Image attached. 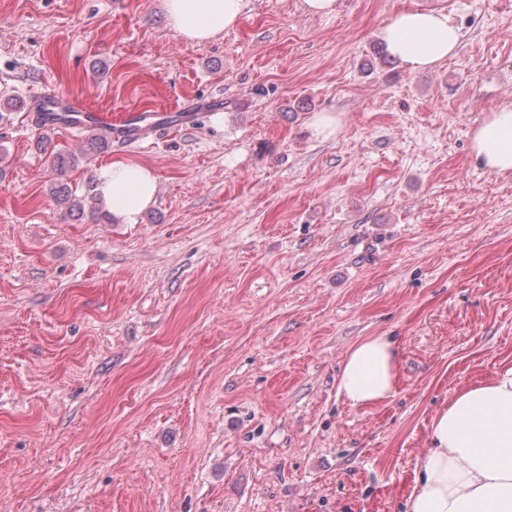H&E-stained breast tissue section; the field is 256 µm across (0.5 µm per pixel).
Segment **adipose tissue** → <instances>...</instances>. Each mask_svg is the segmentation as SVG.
Returning <instances> with one entry per match:
<instances>
[{
  "label": "adipose tissue",
  "mask_w": 512,
  "mask_h": 512,
  "mask_svg": "<svg viewBox=\"0 0 512 512\" xmlns=\"http://www.w3.org/2000/svg\"><path fill=\"white\" fill-rule=\"evenodd\" d=\"M244 0H164L165 23L194 45L235 27ZM389 55L422 71L453 57L460 33L447 14L406 9L381 29ZM473 157L489 172H512V106L494 109L473 130ZM96 192L123 223H138L154 202L157 177L145 165L117 160L96 172ZM402 382L397 338L367 336L347 352L337 394L354 408H378ZM408 512H512V366L466 385L434 414L417 458Z\"/></svg>",
  "instance_id": "1"
}]
</instances>
